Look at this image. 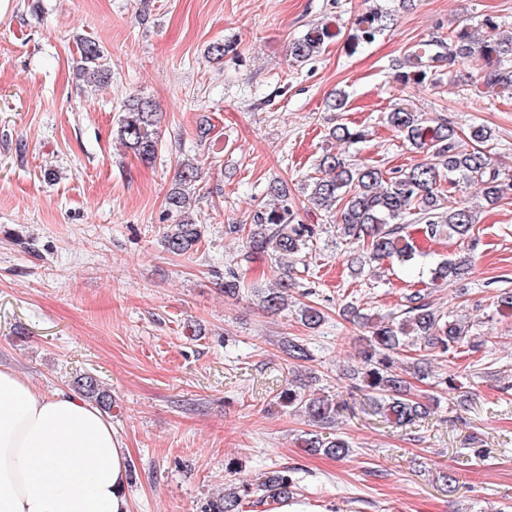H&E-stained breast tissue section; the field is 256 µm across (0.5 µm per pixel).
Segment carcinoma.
Returning a JSON list of instances; mask_svg holds the SVG:
<instances>
[{"mask_svg":"<svg viewBox=\"0 0 512 512\" xmlns=\"http://www.w3.org/2000/svg\"><path fill=\"white\" fill-rule=\"evenodd\" d=\"M392 23L390 14L375 9L357 16L346 34L326 23L318 24L291 44L290 57L303 64L317 56L325 43L341 36L346 37L347 46L354 51L373 42ZM465 63L478 67L479 84L486 92H511L512 29L506 30L494 19L486 18L480 31L461 26L451 29L446 38L433 36L415 45L398 62L394 79L403 88L432 84L445 72L451 73ZM80 71L99 84L110 79L104 50L98 43L83 41ZM123 112L119 126L121 142L142 162H152L160 147L157 127L161 114L143 97L126 100ZM386 121L411 150L426 155L427 160L405 169L385 170L349 163L335 153H327L319 161L317 174L305 184L308 201L329 214L339 215V236L365 247L357 257L361 264H415L421 252L413 237L405 232L407 224L423 225L430 239L448 237L462 244L471 241L477 211L457 200L456 193L473 185L484 204L494 206L512 191V173L506 172L488 149L493 131L484 125H474L463 139L444 115L428 117L408 104L392 108ZM329 136L354 144L365 137V132L337 124L330 128ZM203 176L201 165L183 162L174 186L168 191L167 206L174 222L166 227L164 246L172 254L185 255L201 242V224L193 215L191 203ZM270 192L272 206L254 211L251 224H234L232 228L236 233L246 232L252 253L271 250L300 259L313 246L316 227L301 223L288 207V183L274 184ZM472 274L469 253L460 251L429 269L433 286L460 284ZM290 286L285 278L264 290L260 294L262 308L273 313L288 309ZM346 310L370 329L360 366L350 372L354 388L364 392L365 404L373 415L399 427L410 426L430 414L426 404L410 395L403 377L405 373L419 380L428 377L429 362L422 352L432 351L437 357L450 353L461 357L479 351L484 344L472 323L452 311L434 307L428 294L419 290L406 295L404 312L398 316L376 319L361 313L354 304ZM296 315L308 328H315L324 320L320 309L306 303L300 304ZM80 388L85 398L104 410L111 409L112 399L96 378H81ZM277 400L325 427L335 424L340 411L346 408L338 397L315 396L304 386L297 391L288 386L283 388ZM305 447L321 449L336 458L352 451L349 442L337 435L314 434L305 440ZM294 486L292 472L287 468L268 472L259 484L270 497L279 499L289 498ZM253 495V485L243 482L209 501L203 512H240Z\"/></svg>","mask_w":512,"mask_h":512,"instance_id":"1","label":"carcinoma"}]
</instances>
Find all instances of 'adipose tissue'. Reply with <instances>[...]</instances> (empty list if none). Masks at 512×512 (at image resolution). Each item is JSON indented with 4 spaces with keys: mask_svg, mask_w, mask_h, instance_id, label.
Masks as SVG:
<instances>
[{
    "mask_svg": "<svg viewBox=\"0 0 512 512\" xmlns=\"http://www.w3.org/2000/svg\"><path fill=\"white\" fill-rule=\"evenodd\" d=\"M129 461L98 407L0 368V512H130Z\"/></svg>",
    "mask_w": 512,
    "mask_h": 512,
    "instance_id": "obj_1",
    "label": "adipose tissue"
}]
</instances>
